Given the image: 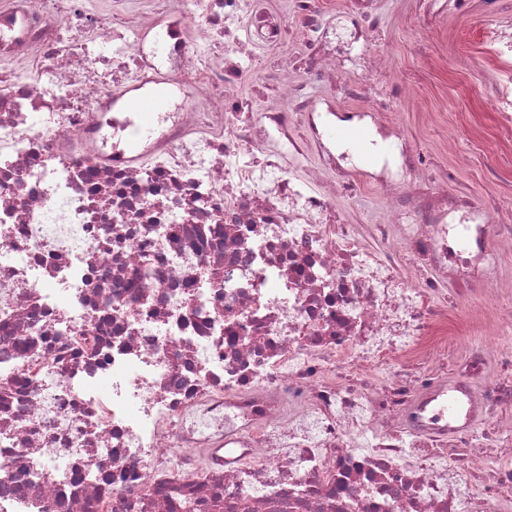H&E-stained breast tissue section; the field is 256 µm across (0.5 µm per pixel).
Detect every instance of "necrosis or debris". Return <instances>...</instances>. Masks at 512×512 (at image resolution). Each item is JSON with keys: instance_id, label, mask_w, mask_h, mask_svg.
I'll use <instances>...</instances> for the list:
<instances>
[{"instance_id": "obj_1", "label": "necrosis or debris", "mask_w": 512, "mask_h": 512, "mask_svg": "<svg viewBox=\"0 0 512 512\" xmlns=\"http://www.w3.org/2000/svg\"><path fill=\"white\" fill-rule=\"evenodd\" d=\"M82 4L0 0V512H512V340L447 350L512 221L401 133L378 0ZM447 12L495 20L459 65L511 142L512 0L412 16ZM156 80L185 107L114 150ZM352 121L394 158L348 167L322 130ZM364 183L375 224L336 208Z\"/></svg>"}]
</instances>
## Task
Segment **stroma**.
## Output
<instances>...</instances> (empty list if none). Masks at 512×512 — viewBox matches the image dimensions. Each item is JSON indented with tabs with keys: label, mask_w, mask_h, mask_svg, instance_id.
Wrapping results in <instances>:
<instances>
[{
	"label": "stroma",
	"mask_w": 512,
	"mask_h": 512,
	"mask_svg": "<svg viewBox=\"0 0 512 512\" xmlns=\"http://www.w3.org/2000/svg\"><path fill=\"white\" fill-rule=\"evenodd\" d=\"M406 2H380L381 35L389 51L401 70L420 80L419 105L402 116L405 135L438 165L466 156L460 183L472 195L512 212V143L499 139L492 114L479 109L485 87L457 67L458 57L476 54L478 30L487 25V18L452 15L437 20L429 37L450 46L451 52L431 74L423 60L425 44L416 35Z\"/></svg>",
	"instance_id": "35a3bbf8"
}]
</instances>
